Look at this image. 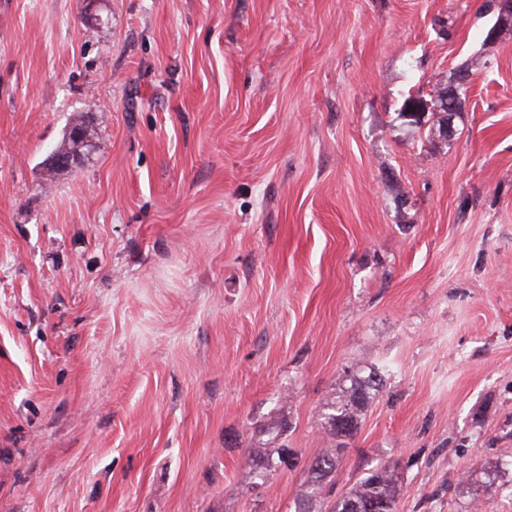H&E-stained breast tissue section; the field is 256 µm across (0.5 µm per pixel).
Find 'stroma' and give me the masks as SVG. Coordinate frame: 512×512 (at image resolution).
I'll list each match as a JSON object with an SVG mask.
<instances>
[{
  "instance_id": "obj_1",
  "label": "stroma",
  "mask_w": 512,
  "mask_h": 512,
  "mask_svg": "<svg viewBox=\"0 0 512 512\" xmlns=\"http://www.w3.org/2000/svg\"><path fill=\"white\" fill-rule=\"evenodd\" d=\"M490 0H0V512H512V36ZM470 83L448 135L435 87ZM81 165L46 160L77 116ZM293 468L262 469L261 448ZM351 386L342 395L336 396L328 406L331 413L325 417L330 431L336 436V441L350 437L358 428L360 413L368 398L369 390H378L381 384V374L373 370L367 377L359 378L353 372L347 373ZM342 442L336 443L335 448L327 449L321 456H319L314 464L311 465L313 479L308 484L305 498L311 500L320 494L323 481L327 479L336 471V459L343 447ZM402 485L394 467L373 469L357 479L329 512H396Z\"/></svg>"
}]
</instances>
